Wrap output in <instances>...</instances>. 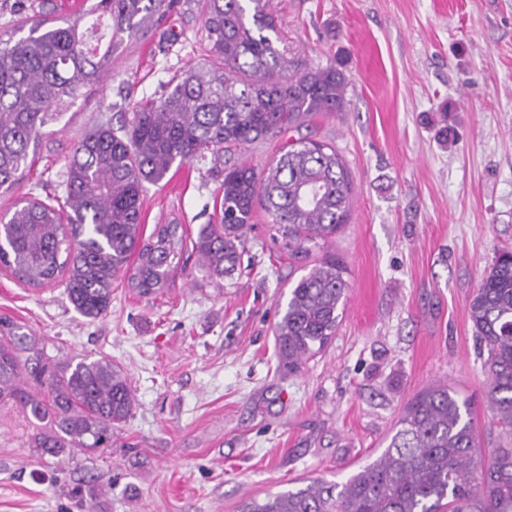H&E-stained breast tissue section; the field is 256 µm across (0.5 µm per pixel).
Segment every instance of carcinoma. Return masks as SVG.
Wrapping results in <instances>:
<instances>
[{"label":"carcinoma","mask_w":512,"mask_h":512,"mask_svg":"<svg viewBox=\"0 0 512 512\" xmlns=\"http://www.w3.org/2000/svg\"><path fill=\"white\" fill-rule=\"evenodd\" d=\"M180 0H96L54 27L26 18L0 34V191L22 178L29 154L73 107L82 90L111 73L112 56L161 24ZM201 29L210 64L191 67L158 96L87 131L66 167V198L53 205L20 199L0 215V269L31 286L68 273L66 293L82 316L112 304L119 274L142 296L167 287L182 260L180 224H158L142 237L144 183L205 153H229L270 140L322 112L346 110L347 59L303 60L283 41L272 0H202ZM352 181L336 149L309 138L288 144L258 172L224 161L219 223L192 242L202 281L232 275L257 208L271 217V240L306 258L347 223ZM345 268L328 257L288 289L275 324L280 366L293 374L320 353L343 316ZM470 319L487 349L486 403L512 432V252L483 274ZM36 337L0 321V402L43 424L34 447L54 457L112 447V428L131 414L124 371L106 357L53 366ZM305 486L253 498L239 512H512V448H480L469 397L437 380L402 407L382 454L344 483L301 479Z\"/></svg>","instance_id":"obj_1"}]
</instances>
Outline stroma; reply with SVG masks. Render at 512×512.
<instances>
[{"label":"stroma","mask_w":512,"mask_h":512,"mask_svg":"<svg viewBox=\"0 0 512 512\" xmlns=\"http://www.w3.org/2000/svg\"><path fill=\"white\" fill-rule=\"evenodd\" d=\"M281 33L312 63L350 58L348 107L250 145L263 169L289 142L336 148L354 193L347 224L324 251L281 255L257 210L251 266L199 286L185 252L163 293L143 297L120 277L96 320L64 281L25 286L0 270V318L39 339L54 361L109 357L135 404L112 446L65 458L34 448L35 425L0 403V512H86L70 491L97 485L101 512H238L250 498L342 482L377 458L410 397L441 379L472 397L485 448H512L486 409V350L469 302L495 256L512 250V0H273ZM75 0H0V32L20 14L56 22ZM209 45L196 5L127 43L103 85L84 90L43 138L0 213L24 196L62 194L74 145L107 106L159 92ZM448 127L447 143L436 131ZM224 161L173 166L146 187L144 233L212 223ZM345 266L349 300L335 336L295 375L279 371L273 336L288 287L322 257Z\"/></svg>","instance_id":"1"}]
</instances>
